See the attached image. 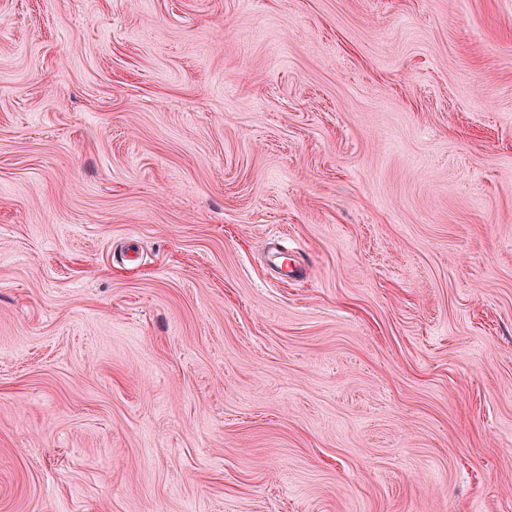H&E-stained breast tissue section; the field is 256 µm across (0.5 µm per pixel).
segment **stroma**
Masks as SVG:
<instances>
[{
    "mask_svg": "<svg viewBox=\"0 0 512 512\" xmlns=\"http://www.w3.org/2000/svg\"><path fill=\"white\" fill-rule=\"evenodd\" d=\"M0 512H512V0H0Z\"/></svg>",
    "mask_w": 512,
    "mask_h": 512,
    "instance_id": "35a3bbf8",
    "label": "stroma"
}]
</instances>
